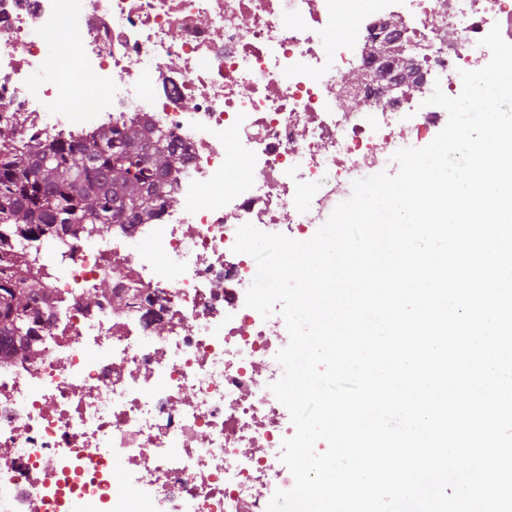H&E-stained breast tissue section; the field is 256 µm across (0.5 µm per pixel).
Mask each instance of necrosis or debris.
<instances>
[{
	"mask_svg": "<svg viewBox=\"0 0 512 512\" xmlns=\"http://www.w3.org/2000/svg\"><path fill=\"white\" fill-rule=\"evenodd\" d=\"M0 0V127L11 145L87 141L138 122L177 147L151 215L28 240L50 305L35 357L0 360V512H267L291 489L293 434L270 389L289 336L245 304L257 268L236 231L313 237L389 148L448 114L425 102L484 67L479 42L512 0ZM403 19L423 83L387 92L379 20ZM82 46L78 73L44 79L47 53ZM369 79L357 85L358 72ZM106 91L72 107L78 76ZM246 177L227 174L229 157Z\"/></svg>",
	"mask_w": 512,
	"mask_h": 512,
	"instance_id": "obj_1",
	"label": "necrosis or debris"
}]
</instances>
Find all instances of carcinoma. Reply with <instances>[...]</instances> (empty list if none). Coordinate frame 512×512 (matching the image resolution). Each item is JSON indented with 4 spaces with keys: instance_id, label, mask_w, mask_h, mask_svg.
<instances>
[{
    "instance_id": "obj_1",
    "label": "carcinoma",
    "mask_w": 512,
    "mask_h": 512,
    "mask_svg": "<svg viewBox=\"0 0 512 512\" xmlns=\"http://www.w3.org/2000/svg\"><path fill=\"white\" fill-rule=\"evenodd\" d=\"M173 150L134 124L101 129L89 144L37 141L0 153V357L32 352V322L49 303L43 281L11 238L47 237L81 224L108 228L152 213Z\"/></svg>"
}]
</instances>
